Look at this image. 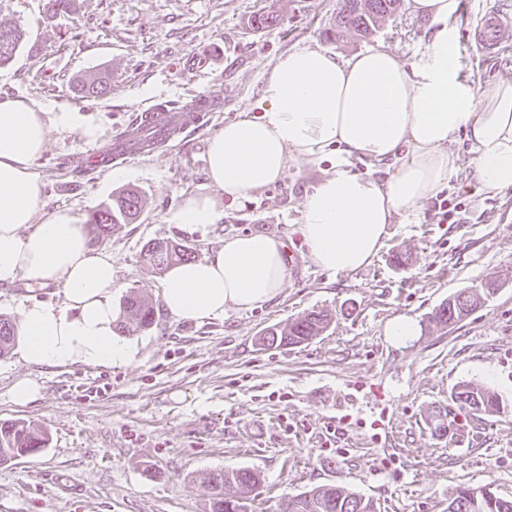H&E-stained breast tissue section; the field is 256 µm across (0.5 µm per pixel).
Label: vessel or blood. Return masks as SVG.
Segmentation results:
<instances>
[{
  "label": "vessel or blood",
  "mask_w": 512,
  "mask_h": 512,
  "mask_svg": "<svg viewBox=\"0 0 512 512\" xmlns=\"http://www.w3.org/2000/svg\"><path fill=\"white\" fill-rule=\"evenodd\" d=\"M512 35V12L495 7L485 13L474 39L481 50L491 52L499 48L505 38ZM219 105L216 96L200 93L189 98L176 110L154 108L148 110L129 124L126 130L112 142V159L134 157L140 154L138 142L140 131L152 132L159 143H167L178 131L184 132L195 126L201 113L215 110Z\"/></svg>",
  "instance_id": "b4317fda"
}]
</instances>
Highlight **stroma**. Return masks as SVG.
<instances>
[{
  "label": "stroma",
  "instance_id": "stroma-1",
  "mask_svg": "<svg viewBox=\"0 0 512 512\" xmlns=\"http://www.w3.org/2000/svg\"><path fill=\"white\" fill-rule=\"evenodd\" d=\"M500 0H460L450 26L461 79L483 88L512 80V41L488 58L472 34ZM343 0H76L74 12L50 16L48 0H0V24L20 27L26 42L0 67V96L25 97L46 109L76 112L78 126L50 128L30 169L42 184L43 213L67 208L88 217L126 188L144 200L139 218L103 241L112 254L116 303L144 295L155 323L135 335L140 359L112 368L44 367L18 350L0 358V421L34 422L47 448L0 463V512H204L209 473L248 467L264 485L253 512H284L289 498L339 484L371 498L378 512H446L457 487L492 485L512 496V188L477 191L470 144L460 140V169L448 192L467 188L460 224L439 221L434 200L389 227L373 261L330 273L310 259L299 232L301 207L331 170V158L291 159L285 175L245 202L225 204L217 224L190 231L169 223L183 196L209 194L206 147L212 134L246 108L276 59L295 47L348 57L384 44L413 59L427 21L407 10L382 21L366 39L331 31ZM279 17L258 25L261 12ZM106 77L107 95L78 97V81ZM217 92L220 111L189 135L128 160L126 176L107 169L76 176L71 165L110 143L136 114ZM281 239L288 275L269 304L203 321L176 320L160 299L161 276L140 261L150 241L169 239L210 254L232 235ZM409 258L394 262L395 252ZM496 295L455 326L428 319L448 296L485 281ZM59 304L60 288L27 280L0 283V316L17 320L29 297ZM311 310L331 314L330 328L309 344L267 348L258 338ZM411 318L414 336L396 340L385 327ZM40 387L15 403L19 379ZM475 382L507 406L472 416L450 399ZM453 420L434 432L437 414Z\"/></svg>",
  "mask_w": 512,
  "mask_h": 512
}]
</instances>
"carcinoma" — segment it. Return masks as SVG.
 <instances>
[{"mask_svg": "<svg viewBox=\"0 0 512 512\" xmlns=\"http://www.w3.org/2000/svg\"><path fill=\"white\" fill-rule=\"evenodd\" d=\"M401 0H345L336 16V35L353 31L368 37L383 18L397 12ZM24 41V33L13 26L0 25V65L11 61ZM143 207L140 193L123 190L89 214L88 223L95 225V241L109 238L122 225L136 220ZM192 250L179 242L162 240L146 244L141 252L143 264L157 274L171 266L191 259ZM497 291L486 282L476 288H465L440 303L430 318L436 326H452L484 304ZM125 319L117 322L121 335H131L154 324V311L149 302L137 293L124 301ZM331 319L321 311H310L296 317L284 328H270L260 338L262 345L273 348L308 344L328 328ZM17 336L14 323L0 316V357L11 351ZM451 399L460 408L474 414L495 415L505 409L498 394L471 382H462L451 392ZM48 434L32 422L0 423V462L33 454L46 447ZM262 479L249 468H235L211 473L202 488L207 512H242L243 501L260 495ZM286 512H377L373 500L340 485H323L290 499ZM448 512H512V498L499 495L492 485L481 488L460 486L448 498Z\"/></svg>", "mask_w": 512, "mask_h": 512, "instance_id": "cac0c4a2", "label": "carcinoma"}]
</instances>
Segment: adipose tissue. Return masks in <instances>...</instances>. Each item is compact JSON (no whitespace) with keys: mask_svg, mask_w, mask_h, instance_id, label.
Returning a JSON list of instances; mask_svg holds the SVG:
<instances>
[{"mask_svg":"<svg viewBox=\"0 0 512 512\" xmlns=\"http://www.w3.org/2000/svg\"><path fill=\"white\" fill-rule=\"evenodd\" d=\"M406 2L431 26L419 57L409 62L382 46L347 58L311 47L281 55L262 85L260 113H239L208 141L213 193L183 197L169 223L215 224L225 202L251 199L283 176L292 156L332 153L333 171L304 197L300 233L316 265L350 272L372 262L389 224L414 216L448 185L459 169V138L470 144L480 192L512 188V81L482 90L460 80L448 27L459 0ZM52 125L97 135L75 113L50 116L32 100L0 98V283L25 278L64 296L59 306L20 307L21 357L45 367L129 366L139 349L115 329L111 255L91 247L72 211L39 214L42 188L30 162ZM357 160L366 171H354ZM285 256L283 242L269 235L226 237L205 258L168 271L162 303L174 319L198 321L266 305L287 276Z\"/></svg>","mask_w":512,"mask_h":512,"instance_id":"1","label":"adipose tissue"}]
</instances>
